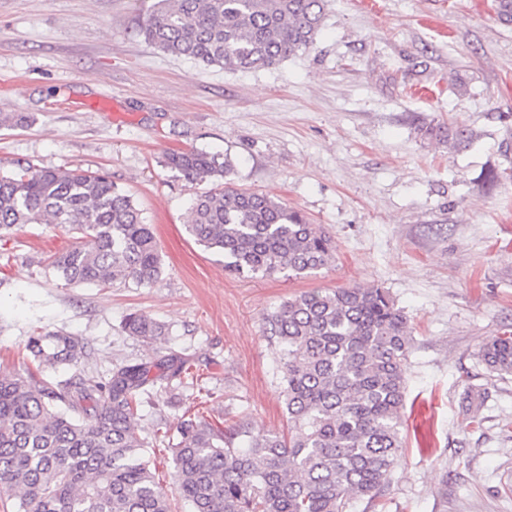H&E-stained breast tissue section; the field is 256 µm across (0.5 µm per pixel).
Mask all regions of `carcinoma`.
Masks as SVG:
<instances>
[{
    "mask_svg": "<svg viewBox=\"0 0 512 512\" xmlns=\"http://www.w3.org/2000/svg\"><path fill=\"white\" fill-rule=\"evenodd\" d=\"M327 0H156L138 35L164 55L226 70L273 67L313 44ZM424 138L467 147L473 132L445 122ZM164 165L196 195L186 232L234 275H308L334 260L326 232L259 192L225 189L230 159L202 150L170 153ZM24 224H55L81 241L50 259L71 284L131 282L151 288L162 257L152 225L105 174L46 167L0 174V239ZM266 322L280 346L288 436L246 424L224 429L188 417L172 448L173 482L155 479L135 420L180 381L184 362L118 365L109 378L48 383L0 372V491L16 512H170V495L191 512H347L374 507L389 486L404 438L402 410L412 345L407 318L382 288L313 290L285 301ZM123 329L151 340L165 332L130 313ZM28 348L41 366L76 363L86 346L46 332ZM486 368L512 374V334L481 349Z\"/></svg>",
    "mask_w": 512,
    "mask_h": 512,
    "instance_id": "obj_1",
    "label": "carcinoma"
}]
</instances>
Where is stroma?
I'll return each instance as SVG.
<instances>
[{"label":"stroma","mask_w":512,"mask_h":512,"mask_svg":"<svg viewBox=\"0 0 512 512\" xmlns=\"http://www.w3.org/2000/svg\"><path fill=\"white\" fill-rule=\"evenodd\" d=\"M155 0H0V172L107 174L153 224L151 288L74 286L50 266L75 238L29 224L0 240V370L26 374L30 336L62 330L87 354L50 382L178 354L192 377L136 420L157 481H172L182 419L285 432L268 314L313 289L382 288L412 331L405 447L390 485L351 512H512V375L480 347L512 332V24L492 0H329L306 51L258 71L163 55L138 35ZM453 122L465 150L422 138ZM228 155L225 186L285 202L331 236L336 259L304 276L228 275L186 230L194 194L174 150ZM501 172L495 185L488 170ZM131 312L165 324L147 344ZM485 393L481 428L460 400ZM418 133L424 138L448 142L453 147H467L473 139V132L468 127L447 124L445 122L429 123L418 127Z\"/></svg>","instance_id":"35a3bbf8"}]
</instances>
